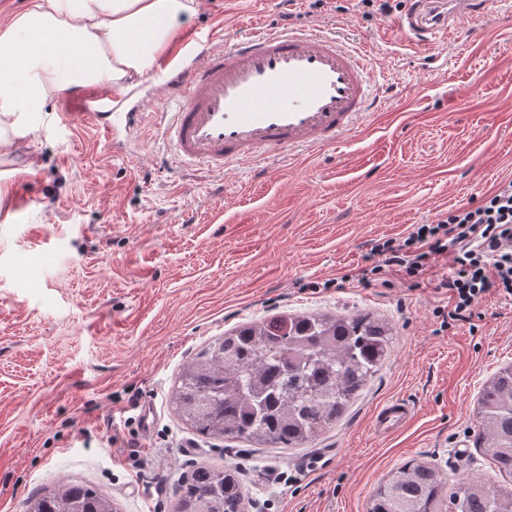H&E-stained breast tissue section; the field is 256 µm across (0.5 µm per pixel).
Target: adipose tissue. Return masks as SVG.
Here are the masks:
<instances>
[{
	"mask_svg": "<svg viewBox=\"0 0 512 512\" xmlns=\"http://www.w3.org/2000/svg\"><path fill=\"white\" fill-rule=\"evenodd\" d=\"M200 0H28L0 28V147L19 122L36 129L62 84L144 75L168 49L178 20Z\"/></svg>",
	"mask_w": 512,
	"mask_h": 512,
	"instance_id": "adipose-tissue-1",
	"label": "adipose tissue"
}]
</instances>
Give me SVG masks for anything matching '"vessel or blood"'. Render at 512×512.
Masks as SVG:
<instances>
[{
  "label": "vessel or blood",
  "instance_id": "b4317fda",
  "mask_svg": "<svg viewBox=\"0 0 512 512\" xmlns=\"http://www.w3.org/2000/svg\"><path fill=\"white\" fill-rule=\"evenodd\" d=\"M499 0H410L397 36L423 47L447 36L459 18L496 13ZM373 57L335 34L250 26L228 44L200 43L185 66L166 67L165 89L174 109L159 128L175 165L221 171L269 153L326 148L350 137L368 112ZM111 86L66 94L65 117L100 119L112 110ZM413 408L391 399L376 412L383 436L401 430Z\"/></svg>",
  "mask_w": 512,
  "mask_h": 512
}]
</instances>
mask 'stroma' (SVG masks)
Returning <instances> with one entry per match:
<instances>
[{
  "label": "stroma",
  "mask_w": 512,
  "mask_h": 512,
  "mask_svg": "<svg viewBox=\"0 0 512 512\" xmlns=\"http://www.w3.org/2000/svg\"><path fill=\"white\" fill-rule=\"evenodd\" d=\"M354 0H201L178 22L230 40L262 22L317 27L369 47L373 112L340 146L248 161L201 176L169 164L159 139L158 71L114 89L139 107L137 139L113 149L96 122L61 116L0 153V512L78 480L115 512H176L180 476L236 464L245 512H367L390 472L416 460L451 480L490 476L474 446L476 399L512 363V298L492 292L452 327L438 283L392 271L357 283L374 241L446 216L512 180V0L458 40L423 50L392 32L406 0L360 12ZM31 197L12 207V187ZM369 313L393 329L391 352L346 415L309 448H254L198 433L171 393L208 342L284 313ZM414 407L382 438L387 399ZM155 412L143 430L139 407Z\"/></svg>",
  "instance_id": "35a3bbf8"
}]
</instances>
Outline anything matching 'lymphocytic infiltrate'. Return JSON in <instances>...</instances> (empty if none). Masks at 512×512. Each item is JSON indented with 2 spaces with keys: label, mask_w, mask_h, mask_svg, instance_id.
Wrapping results in <instances>:
<instances>
[{
  "label": "lymphocytic infiltrate",
  "mask_w": 512,
  "mask_h": 512,
  "mask_svg": "<svg viewBox=\"0 0 512 512\" xmlns=\"http://www.w3.org/2000/svg\"><path fill=\"white\" fill-rule=\"evenodd\" d=\"M370 255L374 265L357 278L363 285L395 268L416 277L448 258L450 272L440 282L453 301L447 318L470 320L489 292L512 297V180L449 210L446 218L414 225L402 240L376 241Z\"/></svg>",
  "instance_id": "lymphocytic-infiltrate-1"
}]
</instances>
